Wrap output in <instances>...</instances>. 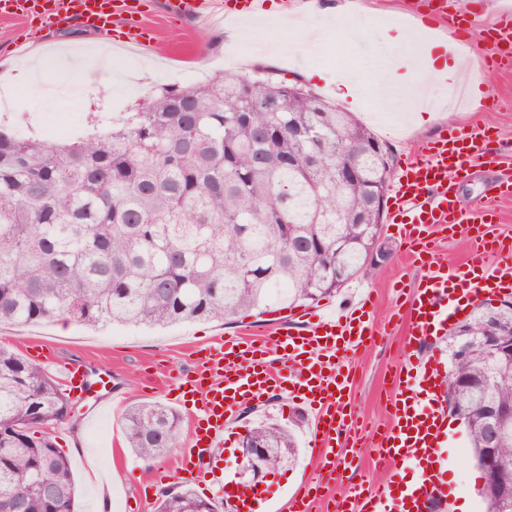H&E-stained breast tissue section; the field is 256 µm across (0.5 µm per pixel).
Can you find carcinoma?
Masks as SVG:
<instances>
[{
	"label": "carcinoma",
	"mask_w": 512,
	"mask_h": 512,
	"mask_svg": "<svg viewBox=\"0 0 512 512\" xmlns=\"http://www.w3.org/2000/svg\"><path fill=\"white\" fill-rule=\"evenodd\" d=\"M271 67L183 86L165 85L135 112L68 143L21 137L0 123V324L72 319L86 326H172L232 321L296 307L372 274L381 237L390 151L350 113ZM311 130L299 140L288 127ZM318 156L305 161L311 149ZM355 160L361 176L337 181ZM360 215L368 216L357 223ZM512 307H474L467 336ZM447 399L466 419L481 461L489 406L512 410V373L476 346L449 361ZM62 383L0 347V512H72L70 461L51 430L69 415ZM180 417L156 403L131 406L123 427L151 462L175 447ZM246 438L295 466L298 441L269 418ZM512 492V435L498 447ZM156 512H217L189 488L163 492Z\"/></svg>",
	"instance_id": "obj_1"
}]
</instances>
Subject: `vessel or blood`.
I'll return each mask as SVG.
<instances>
[{"label":"vessel or blood","mask_w":512,"mask_h":512,"mask_svg":"<svg viewBox=\"0 0 512 512\" xmlns=\"http://www.w3.org/2000/svg\"><path fill=\"white\" fill-rule=\"evenodd\" d=\"M264 0H162L170 18L211 19L257 12ZM36 19L46 27L77 23L95 30L116 27L125 45L150 48L146 34L147 10L143 0H0V16ZM490 136L472 129L441 134L423 144L416 156L401 167L391 185L389 222L408 246L429 247L431 226L459 233L476 231L474 254L463 265L430 269L404 304L410 340L422 341L438 325H446L456 290L472 298L487 293H512V246L492 244L495 207L484 204L463 208L453 190L466 179L472 161L483 154ZM495 246L500 262L486 269L480 256ZM370 307L360 300L349 312L332 308L296 311V326H281L276 339L261 341L218 339L206 348L193 370L177 371L164 389L165 397L192 406L197 423L178 460L184 479L204 471L207 461L224 447V426L243 407L262 403L272 395L304 405L311 412L310 446L328 464L340 463L336 444L350 437L354 410L345 397L349 380L339 365L342 353L364 346L373 331L367 317ZM64 381L71 393L84 402L88 412L113 399L116 376L83 362L64 366ZM427 367H413L404 378L393 380V410L390 422L377 444L385 464L381 487L365 492L354 484L335 502V512H425L433 500L447 497L438 451L448 428V410L443 405ZM420 471L417 487H407L402 473L408 465ZM311 482H304L286 502L288 512H312L315 500Z\"/></svg>","instance_id":"b4317fda"}]
</instances>
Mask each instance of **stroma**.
Returning a JSON list of instances; mask_svg holds the SVG:
<instances>
[{
	"instance_id": "obj_1",
	"label": "stroma",
	"mask_w": 512,
	"mask_h": 512,
	"mask_svg": "<svg viewBox=\"0 0 512 512\" xmlns=\"http://www.w3.org/2000/svg\"><path fill=\"white\" fill-rule=\"evenodd\" d=\"M353 2L358 10L347 17L332 11L329 0H302L295 10L302 21L298 27L287 23L282 6H271L250 15L249 25L231 33L218 19L186 23L155 15L151 31L160 51L152 56L155 69L141 80L136 93H127L122 86V77L131 64L126 53L114 56L111 68L98 76L96 91L88 97L65 95V88L77 82L78 76L58 57L49 64L55 84L46 91L22 80L18 70H11L16 115L21 125L37 134L66 141L85 131L92 115L129 111L153 97L161 85L174 83L178 78L189 84L229 73L248 75L257 66L267 65L276 68L288 81H303L309 72L338 53L361 66L375 60L405 57L410 43L389 38L387 31L392 26H406L427 38L442 34L441 28L425 22L426 0ZM447 7L449 18L463 15L470 21L461 40L465 46L482 41L489 27L512 18V0H447ZM306 24L326 36L325 49L307 57H286L287 49L302 42V27ZM94 35V30L80 25L56 31L34 22L0 19V61L19 59L28 51L27 41L31 38L85 40ZM467 73L474 82L486 77L491 80L492 90L479 108L452 112L447 105L438 104L433 108L432 119L415 124L409 113L402 110L403 105L418 103L415 85L410 82L401 85L393 95L390 111H380L367 96L354 106L352 113L389 148L398 167L412 159L418 147L433 140L441 130L491 128L493 137L488 147L501 154L500 164L474 165L470 177L456 182L455 190L468 208L479 205L484 198H495L500 214L495 231L512 237V198H499L497 190L500 183L512 181V158L502 154L506 145H512V68L504 63L493 64L481 53L468 64ZM380 242L383 251L375 257L372 275L350 280L326 299L327 304L346 310L361 293H370L376 324L374 342L348 353L342 361L343 368L350 372L349 398L357 412L362 445L355 449L340 443L338 451L345 456L346 464L330 476L324 488L326 494L334 497L352 484L374 489L384 480L385 470L374 444L389 420L388 383L392 376L408 364L429 361L434 363L439 376L448 373L445 335L428 338L414 349L406 347L405 325L396 317L402 290L415 288L427 275V268L407 258L392 224H384ZM273 326L270 314L254 312L227 324L189 322L156 330L117 324L92 329L72 320H59L50 324L1 326L0 344L26 357L30 356L32 346L48 344L52 361L45 369L57 379L63 376V362L70 358H81L92 366L117 372L120 396L130 405L157 401L151 386L162 379L164 368L193 364L196 350L214 339L233 337L244 330L269 333ZM267 415L295 426L300 440L298 464L276 476L269 494L271 501L280 505L301 485L304 475L318 471L308 443V417L303 406L275 396L264 404L243 409L224 430L226 452L221 467L225 475L234 476L237 465L233 449L240 437ZM121 418V412L109 407L88 415L83 403L76 400L67 420L54 428L55 442L71 463L77 487V512H154L165 477L173 475L177 468V455L173 452L149 463L138 459L126 446ZM445 445L453 450L447 472L449 500L465 499L469 512H482L476 481L478 470L467 453L464 427L456 425L449 429ZM112 472L117 474V481L109 493H101L98 477Z\"/></svg>"
}]
</instances>
